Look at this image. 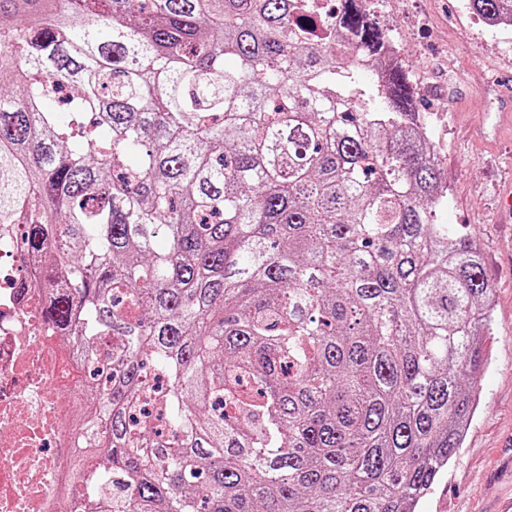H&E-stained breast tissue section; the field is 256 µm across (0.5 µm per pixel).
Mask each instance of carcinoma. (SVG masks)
<instances>
[{
  "mask_svg": "<svg viewBox=\"0 0 512 512\" xmlns=\"http://www.w3.org/2000/svg\"><path fill=\"white\" fill-rule=\"evenodd\" d=\"M343 2L0 0V225L92 370L101 512H417L462 447L494 285Z\"/></svg>",
  "mask_w": 512,
  "mask_h": 512,
  "instance_id": "cac0c4a2",
  "label": "carcinoma"
}]
</instances>
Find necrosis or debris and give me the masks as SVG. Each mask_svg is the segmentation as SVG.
Instances as JSON below:
<instances>
[{
  "label": "necrosis or debris",
  "instance_id": "1",
  "mask_svg": "<svg viewBox=\"0 0 512 512\" xmlns=\"http://www.w3.org/2000/svg\"><path fill=\"white\" fill-rule=\"evenodd\" d=\"M17 225L0 228V512H95L74 467L99 468L67 423L56 388L82 395L84 366L65 358L41 316L44 289Z\"/></svg>",
  "mask_w": 512,
  "mask_h": 512
}]
</instances>
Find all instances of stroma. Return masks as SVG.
<instances>
[{"instance_id":"stroma-1","label":"stroma","mask_w":512,"mask_h":512,"mask_svg":"<svg viewBox=\"0 0 512 512\" xmlns=\"http://www.w3.org/2000/svg\"><path fill=\"white\" fill-rule=\"evenodd\" d=\"M371 9L402 43L429 119L448 188L441 221L477 242L495 286L479 407L418 512H512V216L498 210L512 193V129L497 138L481 124L495 88H512V28L485 27L467 0H373Z\"/></svg>"}]
</instances>
